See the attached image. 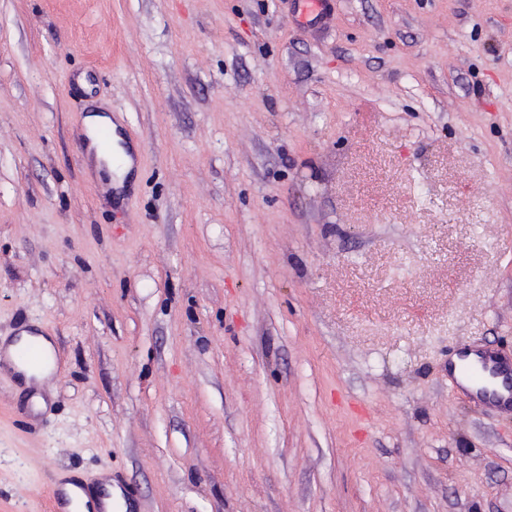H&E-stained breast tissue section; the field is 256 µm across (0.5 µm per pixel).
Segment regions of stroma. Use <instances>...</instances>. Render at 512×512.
<instances>
[{
  "label": "stroma",
  "mask_w": 512,
  "mask_h": 512,
  "mask_svg": "<svg viewBox=\"0 0 512 512\" xmlns=\"http://www.w3.org/2000/svg\"><path fill=\"white\" fill-rule=\"evenodd\" d=\"M0 0V512H512V0ZM141 159L108 189L84 114ZM330 0H298L308 22L315 26H326L333 17ZM30 340H37L40 343L49 357V363L40 369H29L22 366L17 368L16 371L23 375L27 386H35L40 389L50 381L56 368L53 346L46 336H32L31 333L24 331L21 333L16 343H5L4 340L2 345H0V355H2L4 363L14 362L16 353V361L18 363L23 365L37 364L43 359V352L35 343L23 345ZM19 346L21 347L17 350ZM476 354L477 360H464L458 366V374L476 386L477 397L483 402L512 407V364L510 366L491 350H480ZM60 491V503L61 508L66 511H73V507L76 501L81 505L80 512H86L87 506L93 508L92 504H89V499L75 484L68 482L59 486Z\"/></svg>",
  "instance_id": "obj_1"
}]
</instances>
